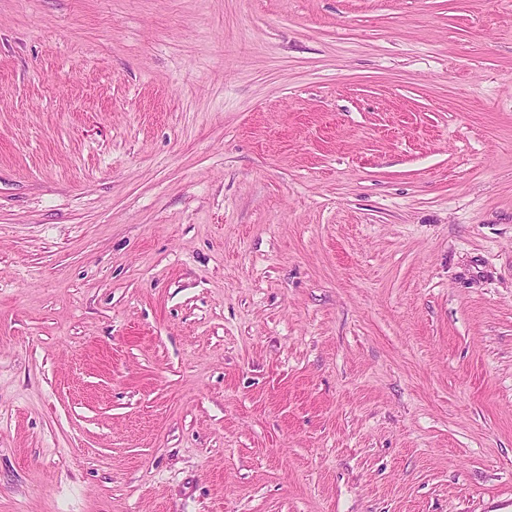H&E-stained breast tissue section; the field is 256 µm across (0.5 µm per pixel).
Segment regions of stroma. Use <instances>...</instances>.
<instances>
[{"label":"stroma","mask_w":512,"mask_h":512,"mask_svg":"<svg viewBox=\"0 0 512 512\" xmlns=\"http://www.w3.org/2000/svg\"><path fill=\"white\" fill-rule=\"evenodd\" d=\"M512 502V0H0V512Z\"/></svg>","instance_id":"obj_1"}]
</instances>
